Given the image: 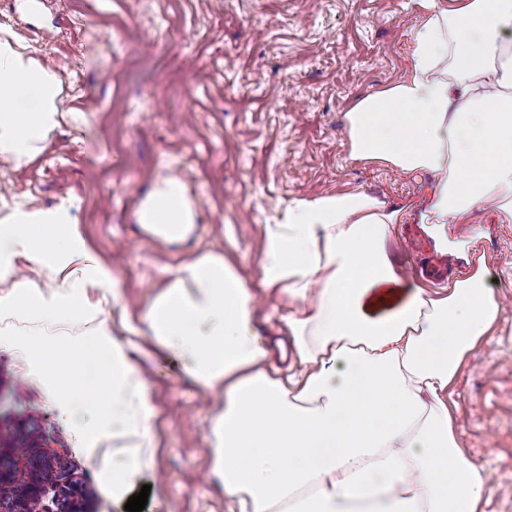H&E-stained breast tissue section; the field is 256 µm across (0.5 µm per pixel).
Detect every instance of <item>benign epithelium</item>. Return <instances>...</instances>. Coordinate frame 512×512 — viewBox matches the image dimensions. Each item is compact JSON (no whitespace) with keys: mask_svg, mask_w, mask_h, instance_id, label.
Segmentation results:
<instances>
[{"mask_svg":"<svg viewBox=\"0 0 512 512\" xmlns=\"http://www.w3.org/2000/svg\"><path fill=\"white\" fill-rule=\"evenodd\" d=\"M53 458L34 459L32 448H14L10 456L0 455V512H84L78 486H59ZM31 465L26 476L19 475L17 461Z\"/></svg>","mask_w":512,"mask_h":512,"instance_id":"benign-epithelium-1","label":"benign epithelium"}]
</instances>
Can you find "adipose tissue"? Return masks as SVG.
<instances>
[{"instance_id":"ef3b65f1","label":"adipose tissue","mask_w":512,"mask_h":512,"mask_svg":"<svg viewBox=\"0 0 512 512\" xmlns=\"http://www.w3.org/2000/svg\"><path fill=\"white\" fill-rule=\"evenodd\" d=\"M412 63L344 116L353 158L428 173L422 202L390 209L349 192L304 199L266 227L261 274L299 306L293 372L272 375L255 297L223 256L188 264L118 341L85 292L119 281L72 229L68 202L0 217V316L33 376L71 421L94 416L86 454L112 499L154 467V410L134 357L143 343L183 360L206 392L212 473L237 512H485L489 473L460 448L446 393L501 304L484 269L428 290L394 265V225L417 215L438 251L468 254L452 226L478 206L512 224V0H413ZM54 74L0 38V157L31 158L58 126ZM197 213L182 183L157 184L140 223ZM61 275L63 291L17 277L16 257Z\"/></svg>"}]
</instances>
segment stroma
<instances>
[{
    "mask_svg": "<svg viewBox=\"0 0 512 512\" xmlns=\"http://www.w3.org/2000/svg\"><path fill=\"white\" fill-rule=\"evenodd\" d=\"M31 19L0 5L10 31L61 85L64 117L42 150L0 160V210L68 200L75 230L122 286L120 303L88 297L110 324L138 320L186 263L223 255L261 303L260 333L287 339L297 304L263 286L265 227L293 201L364 190L399 207L423 196L429 176L395 175L352 159L344 114L397 82L410 65L411 0H43ZM180 181L198 210L182 242L157 241L137 212L154 185ZM473 264L439 253L425 225L405 219L389 245L395 265L413 252L445 258L453 278L484 268L504 301L499 324L463 363L449 402L463 450L493 476L486 512H512V224L475 208ZM165 353L144 345L157 445L144 512H229L212 476L216 396ZM60 452L61 483L83 491L84 512H118L94 475L79 427L31 376L20 350L0 345V452L17 438Z\"/></svg>",
    "mask_w": 512,
    "mask_h": 512,
    "instance_id": "1",
    "label": "stroma"
}]
</instances>
